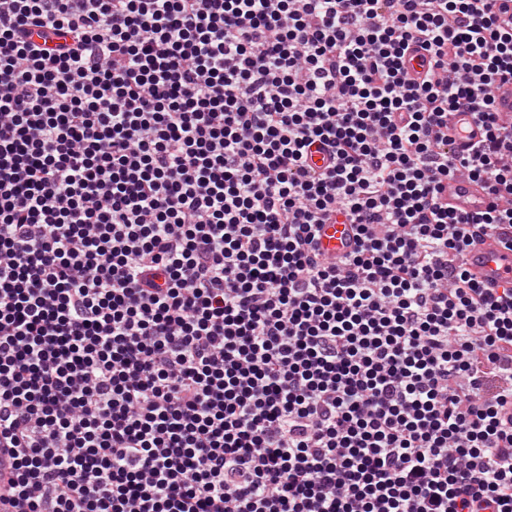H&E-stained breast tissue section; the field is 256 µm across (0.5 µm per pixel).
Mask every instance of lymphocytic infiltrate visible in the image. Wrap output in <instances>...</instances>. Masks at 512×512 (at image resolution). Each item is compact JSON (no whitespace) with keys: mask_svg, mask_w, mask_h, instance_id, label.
Segmentation results:
<instances>
[{"mask_svg":"<svg viewBox=\"0 0 512 512\" xmlns=\"http://www.w3.org/2000/svg\"><path fill=\"white\" fill-rule=\"evenodd\" d=\"M497 2L0 0V501L512 512V288L464 266L512 249ZM485 127L472 112L448 115L449 148L454 155L466 156L484 138ZM443 203L458 215H474L487 209L491 197L483 184L466 176L448 177L439 194ZM344 218H336V224H325L320 231V247L327 257H335L337 254L351 249L353 243L351 224H344ZM468 276L484 288L512 287V250L492 232L470 246L465 255Z\"/></svg>","mask_w":512,"mask_h":512,"instance_id":"f902f5d3","label":"lymphocytic infiltrate"}]
</instances>
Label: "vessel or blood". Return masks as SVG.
Returning a JSON list of instances; mask_svg holds the SVG:
<instances>
[{"mask_svg": "<svg viewBox=\"0 0 512 512\" xmlns=\"http://www.w3.org/2000/svg\"><path fill=\"white\" fill-rule=\"evenodd\" d=\"M484 125L470 112H454L448 116L449 148L454 155H468L484 138ZM440 199L459 215H474L487 209L491 197L483 184L456 175L444 182ZM320 247L327 257L350 250L353 243L350 225H323ZM469 277L486 288L512 287V250L504 249L495 233H487L465 255Z\"/></svg>", "mask_w": 512, "mask_h": 512, "instance_id": "1", "label": "vessel or blood"}]
</instances>
